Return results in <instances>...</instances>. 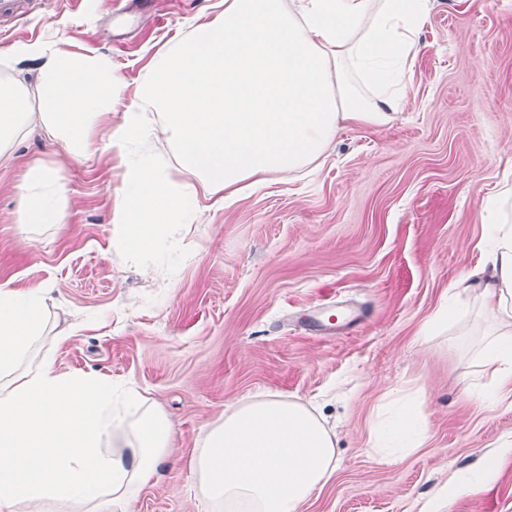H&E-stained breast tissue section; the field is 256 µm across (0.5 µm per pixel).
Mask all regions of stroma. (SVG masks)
<instances>
[{
    "mask_svg": "<svg viewBox=\"0 0 512 512\" xmlns=\"http://www.w3.org/2000/svg\"><path fill=\"white\" fill-rule=\"evenodd\" d=\"M125 0H43L6 35L61 40L111 54L135 89L157 51L224 0H151L113 40ZM404 110L383 127L340 130L314 176L276 174L234 202L212 196L185 250L162 262L174 291L149 285L112 244L121 178L105 150L72 160L31 136L0 169V283L52 289L59 327L42 351L59 370L136 385L176 432L172 459L133 512H206L192 460L225 409L264 393L308 403L336 439V470L303 512H512V405L477 406L475 361L457 330L421 329L454 283L483 264L490 214L512 182V0H434L419 33ZM61 168L66 224L18 241L11 218L27 168ZM364 312L352 331L321 336L302 318ZM413 396L429 439L382 461L373 432L390 404Z\"/></svg>",
    "mask_w": 512,
    "mask_h": 512,
    "instance_id": "1",
    "label": "stroma"
}]
</instances>
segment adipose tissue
I'll use <instances>...</instances> for the list:
<instances>
[{
  "instance_id": "adipose-tissue-1",
  "label": "adipose tissue",
  "mask_w": 512,
  "mask_h": 512,
  "mask_svg": "<svg viewBox=\"0 0 512 512\" xmlns=\"http://www.w3.org/2000/svg\"><path fill=\"white\" fill-rule=\"evenodd\" d=\"M430 9L431 0H224L155 56L131 94L107 53L15 44L0 51V168L32 134L78 159L108 150L121 175L113 240L151 273L193 232L201 197L313 170L343 126L392 121ZM17 192L21 242L66 223L60 169L29 166ZM484 207L497 217L488 262L456 285L487 323L469 344L492 394L512 399V183ZM53 305L49 289L0 284V512H131L172 453L171 425L136 389L60 371L40 354L43 336L69 337L51 331ZM426 439L422 416L405 408L373 446L382 458ZM335 469L324 421L276 394L225 411L193 460L209 512H301Z\"/></svg>"
}]
</instances>
